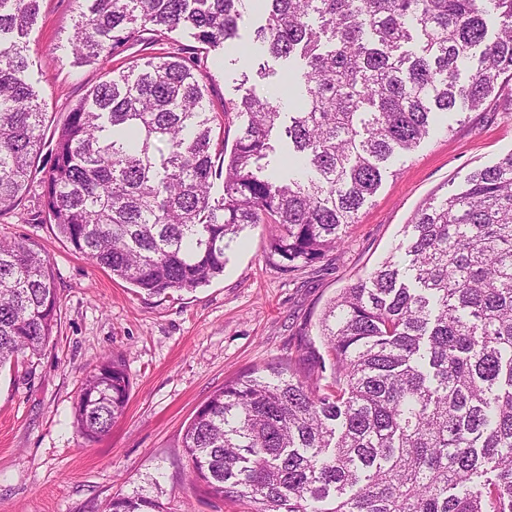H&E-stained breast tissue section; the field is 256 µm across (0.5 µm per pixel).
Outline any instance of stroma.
Masks as SVG:
<instances>
[{
  "label": "stroma",
  "mask_w": 512,
  "mask_h": 512,
  "mask_svg": "<svg viewBox=\"0 0 512 512\" xmlns=\"http://www.w3.org/2000/svg\"><path fill=\"white\" fill-rule=\"evenodd\" d=\"M80 8L79 0H40L27 37V80L59 122L104 69H123L140 50L129 41L105 65L75 63L69 38ZM164 48L194 65L212 109L250 92L283 98L286 61L228 46L217 69L188 30L172 32ZM52 147L45 138L27 192L0 217L1 239L32 241L50 257L60 297L41 356L0 370V512H98L114 493L139 488L168 512H247L190 486L186 425L227 379L287 360L300 338L322 350L327 304L397 254L416 210L512 152V104L493 95L465 117L439 119L411 154L388 163L341 247L324 258L283 272L269 256L268 228L252 226L227 251L223 275L170 298L145 295L75 252L54 225L33 223L45 208ZM112 354L125 359L130 398L111 431L90 443L72 407L85 374Z\"/></svg>",
  "instance_id": "obj_1"
}]
</instances>
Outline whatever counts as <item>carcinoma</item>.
I'll use <instances>...</instances> for the list:
<instances>
[{"instance_id": "1", "label": "carcinoma", "mask_w": 512, "mask_h": 512, "mask_svg": "<svg viewBox=\"0 0 512 512\" xmlns=\"http://www.w3.org/2000/svg\"><path fill=\"white\" fill-rule=\"evenodd\" d=\"M89 2L70 38L77 63L103 64L131 38L147 52L106 72L54 129L45 220L149 296L223 274L251 225H268L286 272L324 257L434 114L512 96V0H263L254 42L301 60L283 87L300 97L284 128L281 106L256 93L207 108L186 60L153 52L180 28L211 50L233 44L245 0ZM38 9L0 0V215L27 189L48 119L24 78ZM232 112L248 123L229 148ZM280 131L310 176L264 174ZM405 233L406 266L385 259L323 312L330 383L321 360L301 366V346L199 407L182 438L190 484L251 512H512V153L424 203ZM59 305L50 258L0 241V368L41 353ZM129 393L119 356L86 374L73 406L86 441L111 430ZM101 512L167 510L141 489Z\"/></svg>"}]
</instances>
